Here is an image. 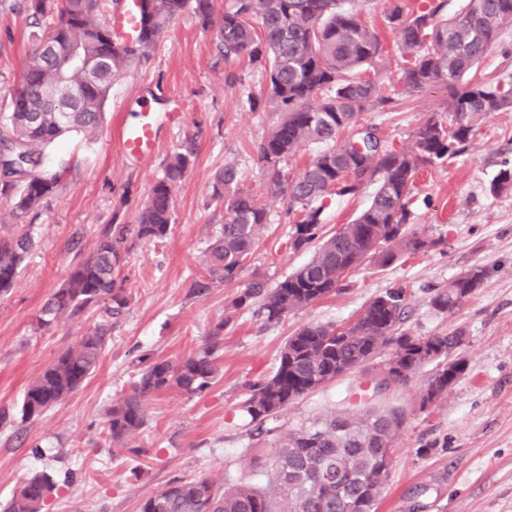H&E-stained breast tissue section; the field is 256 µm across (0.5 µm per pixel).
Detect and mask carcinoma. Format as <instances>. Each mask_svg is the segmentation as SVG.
Returning a JSON list of instances; mask_svg holds the SVG:
<instances>
[{
	"instance_id": "cac0c4a2",
	"label": "carcinoma",
	"mask_w": 512,
	"mask_h": 512,
	"mask_svg": "<svg viewBox=\"0 0 512 512\" xmlns=\"http://www.w3.org/2000/svg\"><path fill=\"white\" fill-rule=\"evenodd\" d=\"M139 40L118 44L105 18L104 0H23L33 24L41 26L39 45L26 61L11 94L9 111L0 116V197L11 202L12 216L27 214L62 194V175L44 167L45 151L61 137L76 133L96 140L116 75L149 57L178 10L191 6L205 29L216 30L224 59L246 57L263 66L265 103L282 114L258 146V162L267 188L278 196L289 190L300 219L289 236V249L314 246L313 258L271 285L261 275L245 284L232 309L256 307L268 322L309 307L338 292L348 275L362 266H386L398 257L428 250L440 241L411 228L409 197L419 173L456 158L475 135L478 122L512 112V77L468 80L467 74L512 29V0H466L453 18L446 0H427L408 9L403 0H386L387 25L398 35L406 58L403 93L435 85L452 89L447 124L428 121L409 143L387 146L375 127L359 126L368 109L393 102L392 91L375 81L368 68L384 48L362 16L341 7L342 0H229L216 13V0H147ZM75 90L69 119L63 123L47 92ZM323 144L312 162L289 183L283 162L298 148ZM193 152L174 154L153 185L135 224H109L96 248L78 264L41 308L39 323L51 325L94 307L101 319L59 353L26 387L21 417L35 419L61 404L95 372L112 340V319L128 308L130 295L120 269L140 241L160 240L170 228L174 191L187 172ZM237 171L224 168L211 199L224 209L213 242L204 254L209 279L193 294L238 280L256 246V231L269 223V210L237 187ZM374 184V195L358 217L335 232H323L321 214L331 194L355 195ZM512 188V167L504 165L490 185L493 193ZM28 231L0 235V292L14 285L33 248ZM484 270L471 267L431 299L445 312L478 288ZM408 316L403 291H389L368 302L345 326L308 323L289 336L272 376L250 387L244 411L262 429L288 405L338 377L363 370L377 357L372 396L407 384L427 365L433 372L421 405L448 396L465 370L462 360L448 364V351L460 336L413 337L401 330ZM233 316L215 321L208 342L178 363L153 359L130 389L113 399L104 431L112 456L141 454L134 440L148 422V404L161 392L178 388L189 395L209 389L218 372L217 351ZM329 414L310 427L288 429L267 455L246 457L243 465L266 476L264 486L239 483L225 490L208 477L178 478L144 500L139 512H375L389 477L385 458L406 423L401 410L368 407ZM55 487L48 472L36 473L14 492L7 512H41Z\"/></svg>"
}]
</instances>
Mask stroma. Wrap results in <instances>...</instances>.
I'll use <instances>...</instances> for the list:
<instances>
[{
  "instance_id": "1",
  "label": "stroma",
  "mask_w": 512,
  "mask_h": 512,
  "mask_svg": "<svg viewBox=\"0 0 512 512\" xmlns=\"http://www.w3.org/2000/svg\"><path fill=\"white\" fill-rule=\"evenodd\" d=\"M355 6L384 46L378 81L401 91L403 59L382 0H356ZM35 45L26 13L0 9V114L8 112ZM231 75L237 79L232 86ZM264 85L258 65L225 61L212 32L184 8L149 60L114 80L98 139L72 134L46 151V168H68L62 196L19 221L0 199L7 217L0 234L23 223L37 242L13 288L0 294L1 506L23 478L41 471L55 472L57 480L42 512H138L143 499L182 477L206 476L227 486L249 482L242 457L263 454L285 430L350 410L354 394L372 386L370 367L336 378L256 434L242 405L251 385L273 374L288 337L307 323L349 324L372 298L402 288L409 304L404 330L413 336L463 332L458 354L467 369L447 400L433 405L420 404L425 369L407 387L377 397L379 405L404 409L407 421L376 512H512V190L490 191L502 162L512 161V112L481 120L462 154L421 174L410 196L411 222L420 234L443 239V246L352 272L339 293L277 324L254 310H238L224 333L214 385L198 395L176 388L156 395L148 424L134 441L142 455H112L102 435L105 412L134 380L139 357L182 360L202 347L212 322L253 273L275 282L313 256L309 249H289L288 200L269 196L257 163L258 145L280 118L259 100ZM449 96L442 85L401 91L394 110L366 111L360 121L377 126L386 144L398 149L425 121H450ZM175 99L183 112L177 123L160 127L155 156L128 160L119 143L126 114L144 106L163 112ZM188 146L194 162L176 192L170 230L164 239L137 243L128 256L121 276L130 304L95 373L63 403L23 421L29 382L98 320L87 309L42 329L41 306L92 255L105 225L134 223L166 159ZM228 165L238 172L239 188L267 204L270 222L258 230L241 280L196 296L192 288L205 274L203 254L224 222L223 210L210 203L212 185ZM373 192L369 185L353 196L328 197L326 232L355 219ZM472 265L485 271L481 286L454 311H436L430 304L435 290Z\"/></svg>"
}]
</instances>
